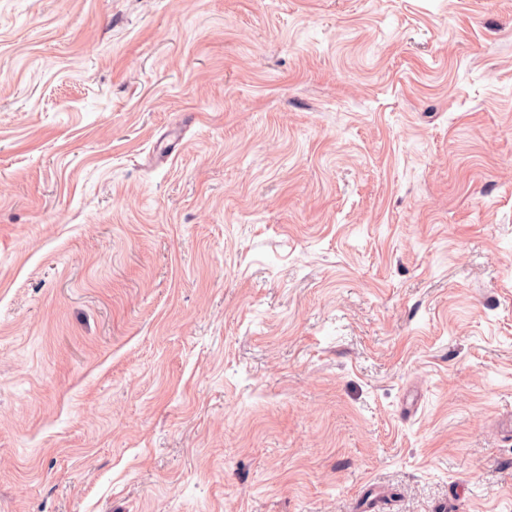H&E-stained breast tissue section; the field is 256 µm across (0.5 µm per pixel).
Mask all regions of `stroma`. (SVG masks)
<instances>
[{
  "mask_svg": "<svg viewBox=\"0 0 512 512\" xmlns=\"http://www.w3.org/2000/svg\"><path fill=\"white\" fill-rule=\"evenodd\" d=\"M0 512H512V0H0Z\"/></svg>",
  "mask_w": 512,
  "mask_h": 512,
  "instance_id": "obj_1",
  "label": "stroma"
}]
</instances>
